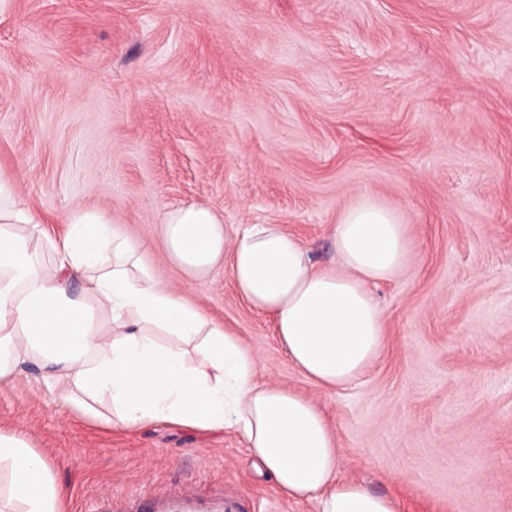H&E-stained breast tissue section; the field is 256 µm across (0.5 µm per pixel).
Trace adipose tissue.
<instances>
[{
	"label": "adipose tissue",
	"instance_id": "ef3b65f1",
	"mask_svg": "<svg viewBox=\"0 0 512 512\" xmlns=\"http://www.w3.org/2000/svg\"><path fill=\"white\" fill-rule=\"evenodd\" d=\"M50 236L0 174V381L35 361L57 400L137 431L170 423L232 429L252 458L294 501L317 512H397L395 503L339 475L337 439L311 399L262 383L256 356L236 333L163 285L105 211H75ZM168 259L198 279L227 267L239 297L270 317L289 363L326 389L358 381L385 345L386 320L371 287L401 277L412 262L409 227L364 198L332 232L334 259L277 224L225 223L202 203L165 209ZM81 280L79 296L70 283ZM8 473L0 512H61L63 492L46 459L0 432Z\"/></svg>",
	"mask_w": 512,
	"mask_h": 512
}]
</instances>
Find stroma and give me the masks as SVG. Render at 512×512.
Returning <instances> with one entry per match:
<instances>
[{"label":"stroma","instance_id":"35a3bbf8","mask_svg":"<svg viewBox=\"0 0 512 512\" xmlns=\"http://www.w3.org/2000/svg\"><path fill=\"white\" fill-rule=\"evenodd\" d=\"M0 173L49 232L105 210L148 242L159 280L316 402L342 474L397 512H512V0H0ZM366 195L402 213L414 262L374 288L386 348L337 392L226 269L188 279L162 246L164 209L204 203L323 263ZM42 374L0 382V431L46 458L65 512H315L234 431L109 428Z\"/></svg>","mask_w":512,"mask_h":512}]
</instances>
